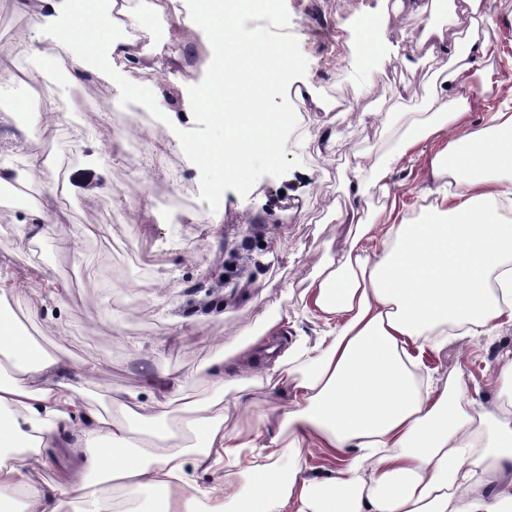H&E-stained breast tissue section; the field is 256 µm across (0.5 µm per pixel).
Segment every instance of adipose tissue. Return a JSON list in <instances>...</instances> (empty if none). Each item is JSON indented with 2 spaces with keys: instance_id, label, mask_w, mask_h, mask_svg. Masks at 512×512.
Listing matches in <instances>:
<instances>
[{
  "instance_id": "adipose-tissue-1",
  "label": "adipose tissue",
  "mask_w": 512,
  "mask_h": 512,
  "mask_svg": "<svg viewBox=\"0 0 512 512\" xmlns=\"http://www.w3.org/2000/svg\"><path fill=\"white\" fill-rule=\"evenodd\" d=\"M194 2L175 35L204 37L212 61L181 110L212 113L214 139L202 154L218 175L240 176L254 160L276 161L277 131L287 116L267 111L264 102L304 62L283 56L262 31L238 26L245 4L272 12L278 0ZM107 3V13L86 15L78 0H15L38 25L55 27L54 47L75 69L99 57L122 76L161 68L163 47L116 38L90 47L73 38L84 22L100 30L112 29L118 16L138 22L128 0ZM487 52L474 38L458 46L453 66L436 76L441 91L428 101L421 135L401 137L397 147L402 157L423 138L445 143L430 161L436 198L425 219L409 224L386 210L353 209L342 218L353 227L346 246L320 263L307 288L325 334L310 346L268 345L291 320L284 312L232 352L235 360L259 354L270 389L289 388L286 406L233 420L221 401L182 395L174 382L177 408L156 402L157 425L136 448L126 423L79 394L80 367L45 354L1 309L0 351L14 375L0 381V491H19L25 512H59L58 496L72 490L89 502L88 512H109L92 484L73 482L56 467L62 452L78 448L82 469L120 480L123 512H138L146 489L163 497V512H202V493L187 471L226 457L235 470L209 492L222 512H512V399L469 398L459 380L447 390L424 389L415 375V352L425 344L441 349L452 333L488 335L512 314V222L498 213L499 204L512 205V113L467 128L470 99L460 92L475 77L482 92L493 90V72L482 65ZM263 426L274 431L267 464L246 455ZM301 448L318 449L329 466L275 465ZM52 468L53 484L22 478Z\"/></svg>"
}]
</instances>
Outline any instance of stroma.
<instances>
[{
  "mask_svg": "<svg viewBox=\"0 0 512 512\" xmlns=\"http://www.w3.org/2000/svg\"><path fill=\"white\" fill-rule=\"evenodd\" d=\"M394 4L282 0L273 13L243 18L306 66L289 72L285 89L266 102L268 111L293 116L279 134L276 162L221 181L185 149L212 140L209 112L178 121L170 114L206 75L203 43L169 45L171 58L160 69L122 85L105 70L84 81L72 75L70 60L49 65V33L12 0H0V65L18 62L15 79H0V127L11 132L0 138V161L23 165L30 150L52 142L67 167L69 201L62 223L36 228L22 207L0 210V273L16 282L12 313L41 348L105 371V381L92 377L83 386L92 404H140L127 418L139 429L174 380L198 397L223 398L236 414L287 403V390L271 392L263 374L252 373L242 392L215 383L213 370L277 314L292 318L281 346L313 343L325 331L306 315L304 291L319 262L344 245L347 227L335 215L347 203L353 164L394 153L409 132L404 114L424 112L435 72L450 64L448 53L419 44L415 20L391 19ZM484 5L492 22L478 33L490 43L488 64L501 87L491 97L471 90L466 121L475 129L512 98V0ZM31 72L49 84L48 97L36 94ZM293 85L310 86L312 100L295 99ZM48 99L56 118L45 113ZM116 113L130 120L143 146L165 143L167 166L113 160L107 145ZM329 131L336 134L330 143L323 139ZM441 147L429 140L396 162L392 195L370 189L363 208L394 203L400 219H421L434 187L430 160ZM94 185L97 195L87 197ZM33 298L41 301L35 316L28 312ZM504 350H512L506 319L492 335L430 350L422 380L441 386L458 379L469 397L495 402L512 390L500 377Z\"/></svg>",
  "mask_w": 512,
  "mask_h": 512,
  "instance_id": "1",
  "label": "stroma"
}]
</instances>
